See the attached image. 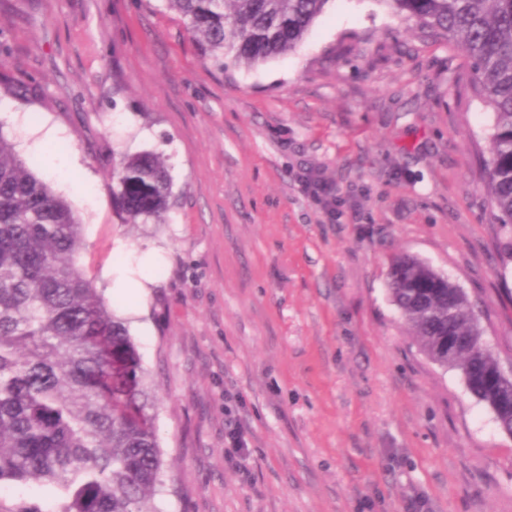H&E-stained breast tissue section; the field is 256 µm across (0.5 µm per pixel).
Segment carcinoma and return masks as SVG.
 I'll use <instances>...</instances> for the list:
<instances>
[{
  "mask_svg": "<svg viewBox=\"0 0 512 512\" xmlns=\"http://www.w3.org/2000/svg\"><path fill=\"white\" fill-rule=\"evenodd\" d=\"M204 60L254 67L294 50L330 0H164ZM428 37L462 46L475 97L493 110L485 189L499 224L501 276L512 265V0H382ZM128 224H164L170 167L143 151L112 164ZM83 226L70 203L0 131V491L37 484L56 512H157L161 451L129 331L75 264ZM388 291L417 345L457 369L512 434V376L484 340L462 289L425 262L392 259ZM448 335L468 338L453 360Z\"/></svg>",
  "mask_w": 512,
  "mask_h": 512,
  "instance_id": "cac0c4a2",
  "label": "carcinoma"
}]
</instances>
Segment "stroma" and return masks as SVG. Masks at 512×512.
Returning <instances> with one entry per match:
<instances>
[{"instance_id":"stroma-1","label":"stroma","mask_w":512,"mask_h":512,"mask_svg":"<svg viewBox=\"0 0 512 512\" xmlns=\"http://www.w3.org/2000/svg\"><path fill=\"white\" fill-rule=\"evenodd\" d=\"M1 56L0 131L79 216L77 263L158 397L160 512H512V436L387 292L393 255L429 264L512 365V271L477 157L493 114L461 50L383 0H329L293 51L220 71L163 0H0ZM145 150L177 203L125 224L112 156ZM231 419L247 462L227 453ZM302 186L304 193L314 201L321 203L327 217L332 218L336 207V199H334L330 186L310 177L303 179Z\"/></svg>"}]
</instances>
